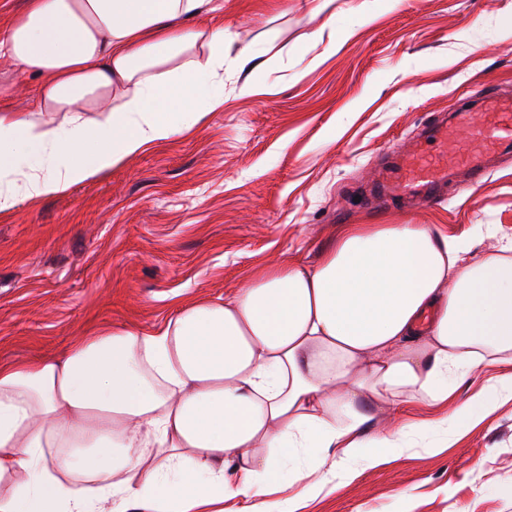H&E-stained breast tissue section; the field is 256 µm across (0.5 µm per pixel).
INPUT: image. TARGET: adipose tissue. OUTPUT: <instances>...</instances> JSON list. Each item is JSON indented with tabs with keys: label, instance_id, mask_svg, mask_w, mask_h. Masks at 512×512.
Here are the masks:
<instances>
[{
	"label": "adipose tissue",
	"instance_id": "1",
	"mask_svg": "<svg viewBox=\"0 0 512 512\" xmlns=\"http://www.w3.org/2000/svg\"><path fill=\"white\" fill-rule=\"evenodd\" d=\"M221 0H26L0 56L38 78L0 101V214L67 193L224 106ZM427 224H348L313 265L258 270L234 296L179 310L160 333L121 327L57 358L0 366V512H296L378 464L404 427L372 408L439 406L476 368L512 364V238ZM499 399V398H498ZM477 389L459 430L494 411ZM295 485L286 507L262 496Z\"/></svg>",
	"mask_w": 512,
	"mask_h": 512
}]
</instances>
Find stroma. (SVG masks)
<instances>
[{"label": "stroma", "instance_id": "stroma-1", "mask_svg": "<svg viewBox=\"0 0 512 512\" xmlns=\"http://www.w3.org/2000/svg\"><path fill=\"white\" fill-rule=\"evenodd\" d=\"M224 0L235 48L260 51L267 93L224 79V109L106 177L0 217V365L59 356L102 329L148 334L236 293L264 266L310 265L347 224H430L512 237V151L470 186L411 210L360 208L383 160L466 100L512 94V0ZM335 42H328V33ZM412 433L354 460L298 512H512V401L435 447Z\"/></svg>", "mask_w": 512, "mask_h": 512}]
</instances>
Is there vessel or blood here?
<instances>
[{"label":"vessel or blood","instance_id":"1","mask_svg":"<svg viewBox=\"0 0 512 512\" xmlns=\"http://www.w3.org/2000/svg\"><path fill=\"white\" fill-rule=\"evenodd\" d=\"M479 106L476 112L467 108L455 109L449 122L432 129L429 135L431 144L441 148L447 156L443 165H432L417 152L402 155L387 169L379 185L380 199L409 197L431 202L439 197L457 168L449 157L453 146L452 133L456 128L465 127L472 131L479 148L485 150L511 144L512 97L487 96L481 99Z\"/></svg>","mask_w":512,"mask_h":512}]
</instances>
